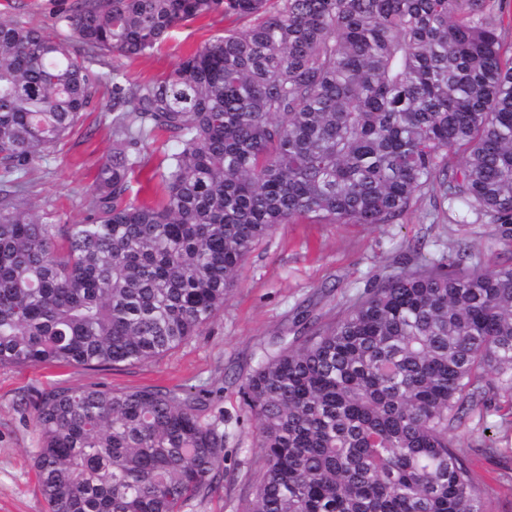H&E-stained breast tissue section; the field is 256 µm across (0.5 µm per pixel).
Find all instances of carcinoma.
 I'll list each match as a JSON object with an SVG mask.
<instances>
[{
	"mask_svg": "<svg viewBox=\"0 0 512 512\" xmlns=\"http://www.w3.org/2000/svg\"><path fill=\"white\" fill-rule=\"evenodd\" d=\"M503 0H73L92 53L137 57L180 23L248 19L161 80L112 70V156L84 224H50L25 177L87 111L65 42L0 21V366L132 365L224 309L281 224H393L419 196L512 225V54ZM176 142L129 198L155 132ZM461 156L456 163L453 158ZM260 469L242 512H487L457 451L512 414V265L457 245L389 274L241 377ZM212 391L95 387L31 405L49 512H185L224 478Z\"/></svg>",
	"mask_w": 512,
	"mask_h": 512,
	"instance_id": "obj_1",
	"label": "carcinoma"
}]
</instances>
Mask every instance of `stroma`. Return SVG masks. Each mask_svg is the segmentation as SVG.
<instances>
[{
    "mask_svg": "<svg viewBox=\"0 0 512 512\" xmlns=\"http://www.w3.org/2000/svg\"><path fill=\"white\" fill-rule=\"evenodd\" d=\"M72 0H0V21L36 27L68 41L98 78L97 93L80 124L63 142L37 160L28 177V198L36 212L55 224L85 221V198L92 193L99 160L109 157L113 113L112 71L130 79L154 81L185 55L204 46L236 20L217 12L177 26L159 49L136 58L90 54L58 21ZM500 263L512 262V237L495 224L470 216L452 224L436 216L422 196L396 224H283L255 246L238 270V285L224 308L199 336L163 356L136 365L112 367H0V512H47L32 457L38 444L25 402L54 387L130 390L144 386L204 385L216 390L227 420L226 478L187 512H240L245 486L258 467L255 424L241 410L239 379L275 347L278 337L298 336L303 322L322 327L336 321L375 278L435 258L454 241ZM490 431L468 424L459 434L461 455L473 461L479 483L489 491L491 512H512V418L488 417ZM496 447L475 454L481 440Z\"/></svg>",
    "mask_w": 512,
    "mask_h": 512,
    "instance_id": "1",
    "label": "stroma"
}]
</instances>
